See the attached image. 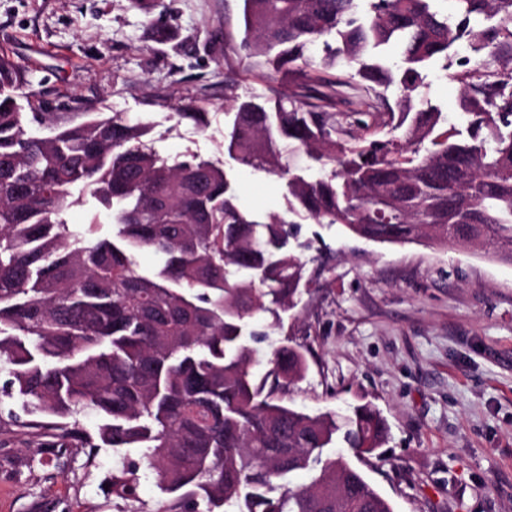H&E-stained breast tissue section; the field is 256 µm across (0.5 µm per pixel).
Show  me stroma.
<instances>
[{
  "label": "stroma",
  "instance_id": "35a3bbf8",
  "mask_svg": "<svg viewBox=\"0 0 512 512\" xmlns=\"http://www.w3.org/2000/svg\"><path fill=\"white\" fill-rule=\"evenodd\" d=\"M169 2L175 31L158 44L132 0H0V53L36 71L33 111L61 123L99 110L142 119L161 156L222 163L244 208L287 214L280 180L224 151V71L233 70L242 95L296 92V76L252 66L225 47V28L242 24V0ZM427 82V96L457 123L461 83L436 69ZM188 102L204 108L205 127L172 119L173 106ZM73 200L71 228L111 236L89 191ZM295 222L311 244L312 291L280 320L266 313L252 322L268 331L262 350L287 333L304 346L309 369L291 399L311 411L360 402L380 409L390 440L363 471L394 512H512V264ZM141 456L104 447L90 460L1 423L0 512H161L170 498L147 470L138 502L103 491L113 468Z\"/></svg>",
  "mask_w": 512,
  "mask_h": 512
}]
</instances>
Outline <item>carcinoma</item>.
I'll return each instance as SVG.
<instances>
[{"instance_id":"carcinoma-1","label":"carcinoma","mask_w":512,"mask_h":512,"mask_svg":"<svg viewBox=\"0 0 512 512\" xmlns=\"http://www.w3.org/2000/svg\"><path fill=\"white\" fill-rule=\"evenodd\" d=\"M135 2L154 27L170 10ZM243 24L245 57L298 74L306 93L240 102L224 146L283 180L289 213L512 264V0H243ZM460 41L463 121L450 125L422 89ZM34 84L0 56V398L20 405L0 423L51 443L145 449L112 470L109 489L137 498L143 465L174 495L163 512H199L201 500L224 512H394L354 464L388 441L380 411L297 406L287 394L308 370L299 345L254 371L265 333L251 321L295 308L312 283L289 221L244 209L218 164L152 151L140 120L78 112L58 124L26 111ZM174 118L202 126L205 113L187 103ZM301 155L330 173L309 177L293 163ZM78 186L111 216L112 237L62 218ZM145 249L159 257L152 272L138 262ZM89 414L101 419L94 437L80 426ZM299 472L309 481L293 482Z\"/></svg>"}]
</instances>
